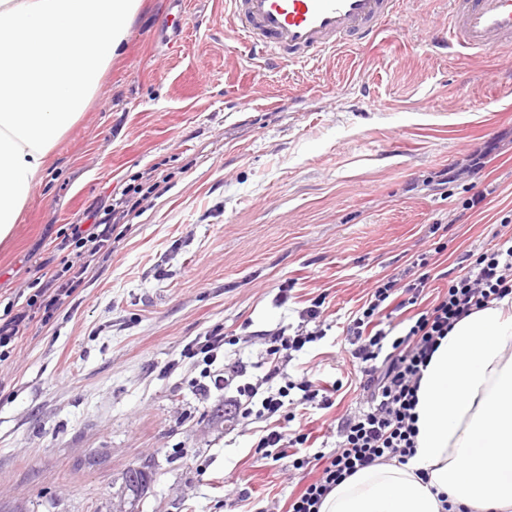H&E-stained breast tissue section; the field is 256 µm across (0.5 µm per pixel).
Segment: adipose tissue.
<instances>
[{"instance_id": "obj_1", "label": "adipose tissue", "mask_w": 512, "mask_h": 512, "mask_svg": "<svg viewBox=\"0 0 512 512\" xmlns=\"http://www.w3.org/2000/svg\"><path fill=\"white\" fill-rule=\"evenodd\" d=\"M140 7L141 0H0V242ZM415 415L409 463L357 472L320 512H512V297L475 311L440 341Z\"/></svg>"}]
</instances>
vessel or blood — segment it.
Instances as JSON below:
<instances>
[{
    "label": "vessel or blood",
    "mask_w": 512,
    "mask_h": 512,
    "mask_svg": "<svg viewBox=\"0 0 512 512\" xmlns=\"http://www.w3.org/2000/svg\"><path fill=\"white\" fill-rule=\"evenodd\" d=\"M428 30L431 47L471 56L497 46L512 55V0H448ZM232 24L249 53L266 65H302L338 47L373 42L399 0H228Z\"/></svg>",
    "instance_id": "b4317fda"
}]
</instances>
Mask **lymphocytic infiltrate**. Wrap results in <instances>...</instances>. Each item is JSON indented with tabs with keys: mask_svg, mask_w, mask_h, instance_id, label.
<instances>
[{
	"mask_svg": "<svg viewBox=\"0 0 512 512\" xmlns=\"http://www.w3.org/2000/svg\"><path fill=\"white\" fill-rule=\"evenodd\" d=\"M136 188H124L113 198L106 219L90 228L71 225L77 248L74 261L64 272H45L32 282L34 292L22 304H10L0 312V361L6 360L15 342L30 328L36 316L50 318L79 288L92 264L110 253L112 236L137 208ZM462 272L448 282L446 294L425 305L424 290L431 278L432 258L422 253L412 261L409 281L391 277L377 281L364 305L348 322L345 332L352 345L351 364L365 398L358 415L340 420L336 446L314 447L311 436L293 428L295 407L326 410L342 381L317 385L309 379H287L285 369L294 353L316 342L321 332L285 329L265 334L260 361L262 377L251 378L249 365L237 359L216 368L226 347L237 345V336L215 326L204 337L183 349L185 357L200 358L205 378L197 382L202 397L224 392V412L230 419L259 424L254 446L263 459H290L296 470L317 469L318 475L288 503L287 512H320L324 498L358 471L382 462L407 464L414 455L417 429L414 408L422 372L441 338L455 323L491 301L512 295V237L498 247L460 258ZM299 398H292V391Z\"/></svg>",
	"mask_w": 512,
	"mask_h": 512,
	"instance_id": "1",
	"label": "lymphocytic infiltrate"
}]
</instances>
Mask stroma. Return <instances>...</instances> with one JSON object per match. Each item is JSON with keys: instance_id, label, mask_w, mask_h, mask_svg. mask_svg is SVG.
Returning <instances> with one entry per match:
<instances>
[{"instance_id": "obj_1", "label": "stroma", "mask_w": 512, "mask_h": 512, "mask_svg": "<svg viewBox=\"0 0 512 512\" xmlns=\"http://www.w3.org/2000/svg\"><path fill=\"white\" fill-rule=\"evenodd\" d=\"M447 7L402 0L374 45L273 69L234 39L226 0H143L0 244L1 311L74 255L58 248L70 225L143 172L160 181L69 302L0 362V512H282L310 481L258 459L252 431L225 421L223 393L198 395L201 368L181 352L220 324L247 339L227 359L260 361L263 331H296L321 302L323 338L286 371L343 380L331 408L294 421L328 435L363 404L342 327L376 281L425 251L443 270L498 243L512 213V74L494 50L430 51ZM479 150L482 169L468 171ZM132 468L145 473L136 492Z\"/></svg>"}]
</instances>
